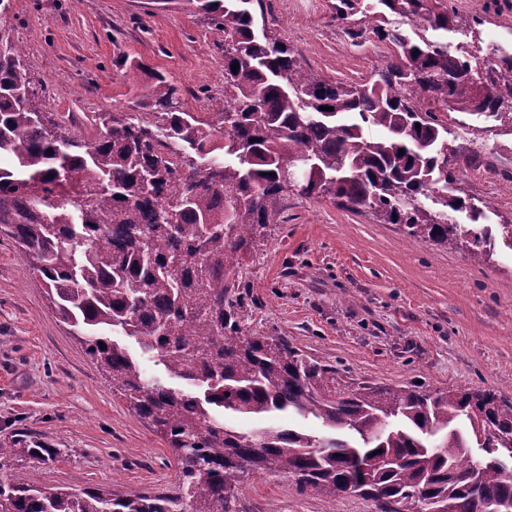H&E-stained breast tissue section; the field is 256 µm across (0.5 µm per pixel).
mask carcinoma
<instances>
[{"label": "carcinoma", "instance_id": "carcinoma-1", "mask_svg": "<svg viewBox=\"0 0 512 512\" xmlns=\"http://www.w3.org/2000/svg\"><path fill=\"white\" fill-rule=\"evenodd\" d=\"M188 2L224 32V111H186L164 73L123 57L113 65L153 120L100 112L91 143L45 112L23 49L0 28V157L11 161L0 166V224L58 320L178 469L173 488L132 497L15 473L0 477V512H238L250 471L330 498L370 497L379 512H512V466L491 462L512 454V401L492 389L343 387L335 367L289 338L241 325L244 261L258 232L283 223L277 200L290 186L490 261L489 230L452 221L468 210L476 224L482 212L448 195L457 149L440 113H511L512 54L451 52L457 14L443 0H336V23L391 53L367 82L331 81L268 28L255 11L263 0ZM389 14L421 31L388 26ZM115 331L187 388L148 378ZM275 413L311 416L328 433L226 421ZM59 454L24 440L0 448V460Z\"/></svg>", "mask_w": 512, "mask_h": 512}]
</instances>
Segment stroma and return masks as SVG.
Here are the masks:
<instances>
[{"instance_id": "35a3bbf8", "label": "stroma", "mask_w": 512, "mask_h": 512, "mask_svg": "<svg viewBox=\"0 0 512 512\" xmlns=\"http://www.w3.org/2000/svg\"><path fill=\"white\" fill-rule=\"evenodd\" d=\"M333 0H264L269 27L324 78L369 80L384 44H353L332 18ZM459 16L448 42L472 53L512 46V0H450ZM23 47L44 105L94 141L99 112H131L135 94L113 62L136 58L163 72L186 110L224 109V34L199 12L155 0H16L5 18ZM448 143L461 153L457 185L490 223L512 225V119L452 113ZM286 221L271 224L244 262L253 334L287 336L327 361L341 382L491 388L512 400V237L493 257L413 242L328 197L285 190ZM30 439L60 451L56 462L14 457L45 488L110 487L125 495L171 488L167 443L132 413L52 311L14 240L0 233V447ZM241 512H377L373 500H329L293 479L255 472L238 490Z\"/></svg>"}]
</instances>
